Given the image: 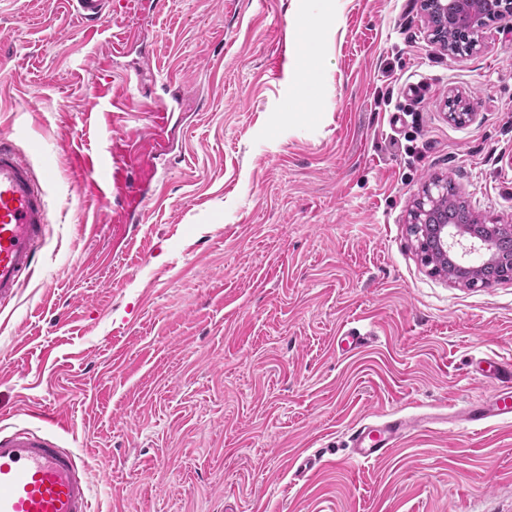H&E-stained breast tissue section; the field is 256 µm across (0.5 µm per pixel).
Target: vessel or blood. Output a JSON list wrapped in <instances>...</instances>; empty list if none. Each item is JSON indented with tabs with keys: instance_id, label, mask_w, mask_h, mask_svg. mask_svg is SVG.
Returning a JSON list of instances; mask_svg holds the SVG:
<instances>
[{
	"instance_id": "obj_1",
	"label": "vessel or blood",
	"mask_w": 512,
	"mask_h": 512,
	"mask_svg": "<svg viewBox=\"0 0 512 512\" xmlns=\"http://www.w3.org/2000/svg\"><path fill=\"white\" fill-rule=\"evenodd\" d=\"M86 20L101 18L111 0H72ZM163 100L151 111L152 132L132 147H121L122 167L112 182L122 198L114 218L118 224H138L145 206L142 176L154 153L166 150L160 133L179 111L181 87L165 83ZM48 219L44 191L31 165L10 140L0 139V305H7L36 273V257ZM482 376L494 387L488 400L470 403L463 418L479 427L491 419L512 418V363L487 359ZM419 418L392 417L380 424L359 423L348 431L349 453L364 463L383 459L410 433L423 428ZM82 456L59 447L31 429L0 431V512H92L91 487Z\"/></svg>"
}]
</instances>
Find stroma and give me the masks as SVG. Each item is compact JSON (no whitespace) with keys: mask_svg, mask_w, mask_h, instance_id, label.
Here are the masks:
<instances>
[{"mask_svg":"<svg viewBox=\"0 0 512 512\" xmlns=\"http://www.w3.org/2000/svg\"><path fill=\"white\" fill-rule=\"evenodd\" d=\"M167 77L180 158L155 157L129 238L116 147ZM0 135L49 215L0 313V430L79 453L94 512H512V420L457 416L490 393L479 362L512 360V280L431 273L408 229L436 178L512 224L506 22L451 56L422 0H166L97 22L0 0ZM413 415L433 421L384 461L350 458V427Z\"/></svg>","mask_w":512,"mask_h":512,"instance_id":"obj_1","label":"stroma"}]
</instances>
